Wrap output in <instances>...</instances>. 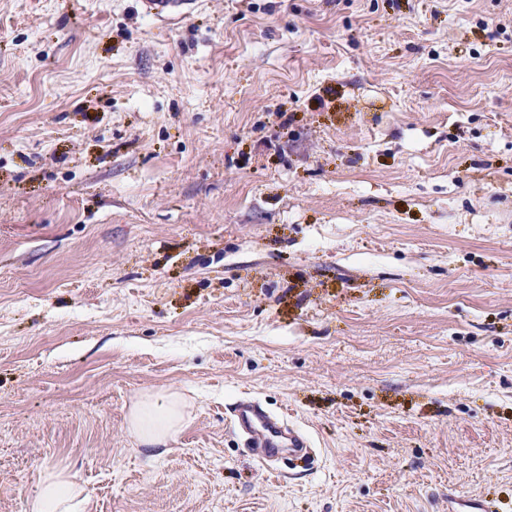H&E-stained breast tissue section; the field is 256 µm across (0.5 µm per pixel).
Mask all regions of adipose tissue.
I'll list each match as a JSON object with an SVG mask.
<instances>
[{
  "label": "adipose tissue",
  "mask_w": 512,
  "mask_h": 512,
  "mask_svg": "<svg viewBox=\"0 0 512 512\" xmlns=\"http://www.w3.org/2000/svg\"><path fill=\"white\" fill-rule=\"evenodd\" d=\"M185 403V396L176 391L144 394L130 410L128 428L144 449L156 452L167 447L184 427L188 418ZM82 494L72 476L45 470L29 512H72Z\"/></svg>",
  "instance_id": "ef3b65f1"
}]
</instances>
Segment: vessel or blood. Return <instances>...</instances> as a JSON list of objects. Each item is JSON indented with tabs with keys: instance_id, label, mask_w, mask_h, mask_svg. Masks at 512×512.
<instances>
[{
	"instance_id": "b4317fda",
	"label": "vessel or blood",
	"mask_w": 512,
	"mask_h": 512,
	"mask_svg": "<svg viewBox=\"0 0 512 512\" xmlns=\"http://www.w3.org/2000/svg\"><path fill=\"white\" fill-rule=\"evenodd\" d=\"M142 4L148 15L171 22L190 12L195 0H142ZM232 421L234 426L245 429L260 443L267 457L276 456L284 448L299 452L304 449L303 438L287 431L284 419L271 417L257 401H239L233 409ZM448 512H496V505L487 499L452 496L448 499Z\"/></svg>"
}]
</instances>
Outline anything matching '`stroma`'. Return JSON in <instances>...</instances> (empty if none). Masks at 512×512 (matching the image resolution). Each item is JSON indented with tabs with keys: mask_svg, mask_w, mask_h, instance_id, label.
I'll return each instance as SVG.
<instances>
[{
	"mask_svg": "<svg viewBox=\"0 0 512 512\" xmlns=\"http://www.w3.org/2000/svg\"><path fill=\"white\" fill-rule=\"evenodd\" d=\"M47 468L79 512H512V0H0V512ZM145 12L161 21H176L190 12L194 0H142ZM186 401L184 395L170 390L142 395L130 410L129 431L149 453H161L186 423ZM232 421L235 427L248 431L265 449V455L269 458L279 454L281 448H295L299 452L306 449L300 435L289 429L287 432L282 417L272 418L257 401H239L233 409ZM493 501L481 498H459L449 495L448 512H496Z\"/></svg>",
	"mask_w": 512,
	"mask_h": 512,
	"instance_id": "obj_1",
	"label": "stroma"
}]
</instances>
